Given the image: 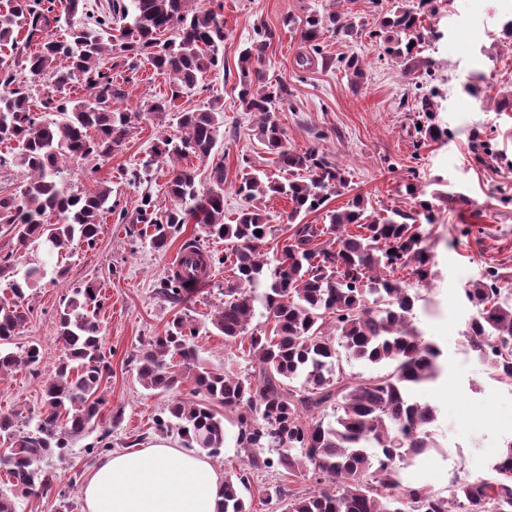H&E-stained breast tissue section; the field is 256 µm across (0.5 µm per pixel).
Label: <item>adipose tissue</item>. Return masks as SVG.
Here are the masks:
<instances>
[{"label":"adipose tissue","instance_id":"1","mask_svg":"<svg viewBox=\"0 0 512 512\" xmlns=\"http://www.w3.org/2000/svg\"><path fill=\"white\" fill-rule=\"evenodd\" d=\"M222 487L206 459L156 444L105 456L82 496L85 512H217Z\"/></svg>","mask_w":512,"mask_h":512}]
</instances>
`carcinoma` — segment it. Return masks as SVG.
Returning <instances> with one entry per match:
<instances>
[{
  "label": "carcinoma",
  "mask_w": 512,
  "mask_h": 512,
  "mask_svg": "<svg viewBox=\"0 0 512 512\" xmlns=\"http://www.w3.org/2000/svg\"><path fill=\"white\" fill-rule=\"evenodd\" d=\"M84 0H67V11L87 20L68 27L66 37H54L61 16L41 0H15L0 10V46H18V36L40 35L38 51L25 59L35 76L48 84L40 108H31V89L17 85L9 74L12 63L0 57V144L16 151L0 157V167L24 174L14 192L0 194V224L11 227L21 247L39 244L48 254L74 243L92 247L102 230L103 216L112 212V188L76 192L63 173L68 164L103 161L121 150L134 122L145 114L163 115L184 93L202 86L203 77L224 62V20L221 9L198 6L195 0H108L91 12ZM123 21L112 34V20ZM341 15L308 16L301 37L312 52L321 54L320 36L332 24L350 35L351 24ZM417 9L402 6L382 16L373 36L384 38V51L410 60L422 41L439 34L422 32ZM276 32L262 26L239 56V100L258 116V138L280 168L297 176L273 181L242 158L237 193L245 201L233 223H224V164L211 167L209 187L201 189L192 171L179 166L192 155L214 157L224 137L223 109L182 112L175 134L163 133L143 168L170 166L166 196L173 202L165 218L155 213L152 196L145 195L131 224H153V247L162 252L180 226L193 222L204 237L227 241L220 257L204 250L196 239L182 249L200 254L188 277L171 276L161 293L175 305L196 289L193 272L208 274L217 265L232 272L224 285V302L205 325L182 313L164 335L143 344L136 361L137 378L149 391L172 394L165 416L154 429L175 435L190 452L204 450L218 457L224 449L226 417H233L235 442L244 452L241 466L224 476L219 512H250L244 492L256 472L276 466L288 482L264 489L265 499L281 512H512V441L501 452L500 465L490 479L453 476L448 495L427 486L402 483L400 464L435 449L439 409L411 397L413 386L435 380L441 371L443 349L415 324V309L426 300L421 290L437 276L433 246L427 243L418 217L431 220L433 203L422 198L418 209H394L374 218L361 198L345 209L325 213L326 224H300L297 218L321 210L349 181L335 161L318 148L297 152L288 148L274 112L288 102L282 82L269 83L264 74L266 50ZM119 52L122 64L135 72L146 61L169 77V93L155 97L138 110L118 103L127 91L112 74L117 63L108 55ZM78 83L84 96H64ZM420 111L429 123L424 133L433 140L448 131L432 123L433 102L424 95ZM54 118H48V115ZM267 195L292 204L286 213L291 234L280 251L264 250L273 226L253 205ZM45 269L30 266L9 281L11 297L0 298V376L18 369L34 370L41 363L39 346L12 351L9 345L27 322L25 301L39 287ZM477 313L466 325L469 350L502 383L512 386V278L490 270L462 288ZM104 305L101 289L93 284L73 289L58 314L63 357L44 388L45 409L34 429H16L14 415L0 414V512H16L22 499L49 493L57 482L45 467L53 458L66 459L71 444L97 429L96 443L84 449L91 467L112 452V425L101 419L98 396L110 371L109 356L97 318ZM216 330L224 344L236 348L224 369L200 363L195 339L201 330ZM178 364H173L175 357ZM243 359L250 368L238 370ZM359 361L378 368L369 375L353 373L343 362ZM189 393H184V389ZM224 410H218V407ZM277 458L265 456V449ZM83 469L69 476L59 490L57 512H76L70 490ZM315 483L311 487L307 482Z\"/></svg>",
  "instance_id": "carcinoma-1"
}]
</instances>
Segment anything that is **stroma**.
<instances>
[{"instance_id": "obj_1", "label": "stroma", "mask_w": 512, "mask_h": 512, "mask_svg": "<svg viewBox=\"0 0 512 512\" xmlns=\"http://www.w3.org/2000/svg\"><path fill=\"white\" fill-rule=\"evenodd\" d=\"M221 2L224 64L206 74L203 89L184 94L173 112L142 117L123 148L96 173L67 168L66 180L75 190L108 182L114 211L105 214L94 246L76 244L60 255L64 277L47 273L34 290L32 311L12 347L39 345L41 366L34 373L23 369L0 376V413L16 415L22 429L36 422L44 409V384L63 356L57 335L60 307L73 288L90 282L100 286L105 299L100 317L112 349L106 406L123 413L112 430L114 450H126L135 439L144 448L160 442L178 447L177 436L163 438L154 431L169 398L143 388L135 357L149 337L164 334L177 312L159 290L171 257L197 235L198 227L183 225L162 252L152 248L148 236L130 234L129 219L143 195H152L157 213L172 206L163 189L168 167H155L146 180L134 181L130 175L159 130L176 133L181 112L208 108L216 100L224 108V140L215 157L224 164L225 220H233L243 205L236 192L242 157L270 178L286 179L259 143L257 119L243 111L236 91L239 53L255 28L265 25L278 32L266 52V79L288 84L293 93L290 106L274 115L289 147L319 148L348 176L345 194L331 197L328 209H344L359 196L378 218L395 208L410 210V183L435 199L430 241L439 275L426 302L419 304L415 323L441 345L444 370L436 381L415 386L412 395L438 406L440 447L403 467V482L444 494L453 475H488L490 459L512 441V387L494 382L474 356L460 353L462 333L474 312L461 288L492 268L512 273V31L506 28L512 0H434L424 24L441 37L422 44L423 64L411 73L401 59L384 52L382 38L373 34L379 16L405 0H346L341 21L354 24L353 36L329 30L320 45L328 57L362 58L359 79L317 61L304 67L297 63L310 52L300 23L311 13L333 11L332 0ZM289 17L295 23L288 27L284 21ZM470 85L476 94L467 93ZM420 88L434 90V120L447 129V138L420 134L424 115L414 102ZM453 445L463 446V456L449 457Z\"/></svg>"}]
</instances>
